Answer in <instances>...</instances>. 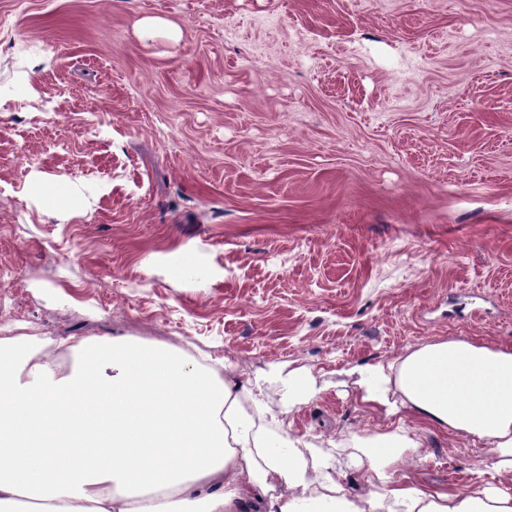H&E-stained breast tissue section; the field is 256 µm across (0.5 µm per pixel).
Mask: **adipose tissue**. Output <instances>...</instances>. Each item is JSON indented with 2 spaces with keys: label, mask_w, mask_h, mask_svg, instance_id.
I'll list each match as a JSON object with an SVG mask.
<instances>
[{
  "label": "adipose tissue",
  "mask_w": 512,
  "mask_h": 512,
  "mask_svg": "<svg viewBox=\"0 0 512 512\" xmlns=\"http://www.w3.org/2000/svg\"><path fill=\"white\" fill-rule=\"evenodd\" d=\"M87 371L58 368L42 344L0 336V505L23 512H346L348 490L318 471L261 407L260 381L229 358L198 360L135 337L95 344ZM360 399L485 441L512 476V348L449 340L354 367ZM415 443L391 435L357 468L379 481ZM371 512H512L485 486L448 493L392 482Z\"/></svg>",
  "instance_id": "obj_1"
}]
</instances>
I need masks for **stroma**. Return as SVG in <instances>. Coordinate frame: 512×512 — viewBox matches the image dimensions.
I'll return each instance as SVG.
<instances>
[{"mask_svg":"<svg viewBox=\"0 0 512 512\" xmlns=\"http://www.w3.org/2000/svg\"><path fill=\"white\" fill-rule=\"evenodd\" d=\"M81 259H74V252ZM229 357L290 435L483 442L387 418L348 370L512 345V0H0V334Z\"/></svg>","mask_w":512,"mask_h":512,"instance_id":"obj_1","label":"stroma"}]
</instances>
